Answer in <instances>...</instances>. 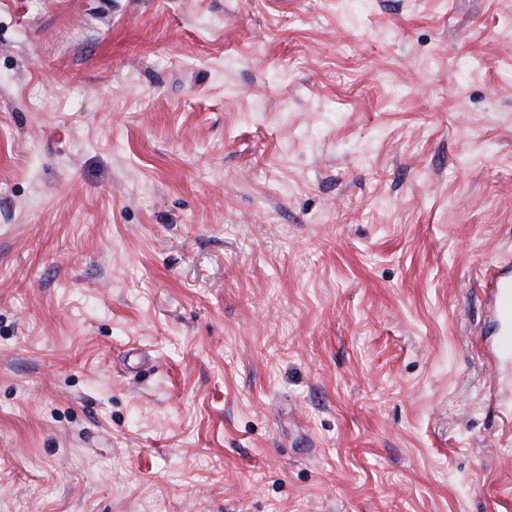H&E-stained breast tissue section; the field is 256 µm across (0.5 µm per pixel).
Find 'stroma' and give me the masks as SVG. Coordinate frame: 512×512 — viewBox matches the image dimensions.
<instances>
[{"instance_id":"1","label":"stroma","mask_w":512,"mask_h":512,"mask_svg":"<svg viewBox=\"0 0 512 512\" xmlns=\"http://www.w3.org/2000/svg\"><path fill=\"white\" fill-rule=\"evenodd\" d=\"M512 0H0V512H512ZM496 288L493 313L502 324L497 340V350L504 356H512V274L495 281Z\"/></svg>"}]
</instances>
